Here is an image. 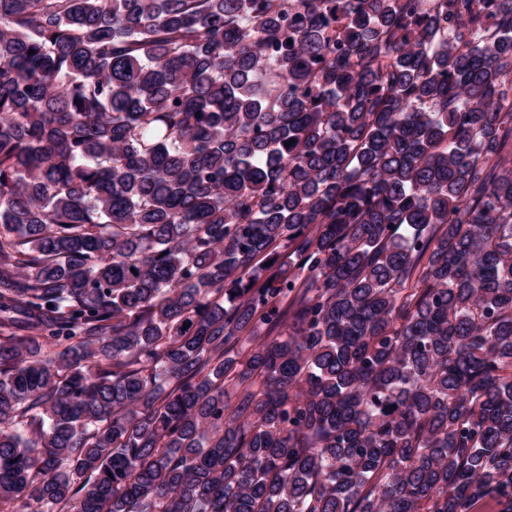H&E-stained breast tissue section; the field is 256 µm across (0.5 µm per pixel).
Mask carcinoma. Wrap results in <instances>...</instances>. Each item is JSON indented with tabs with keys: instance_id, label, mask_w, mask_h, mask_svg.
<instances>
[{
	"instance_id": "obj_1",
	"label": "carcinoma",
	"mask_w": 512,
	"mask_h": 512,
	"mask_svg": "<svg viewBox=\"0 0 512 512\" xmlns=\"http://www.w3.org/2000/svg\"><path fill=\"white\" fill-rule=\"evenodd\" d=\"M511 149L512 0H0V507L512 501Z\"/></svg>"
}]
</instances>
